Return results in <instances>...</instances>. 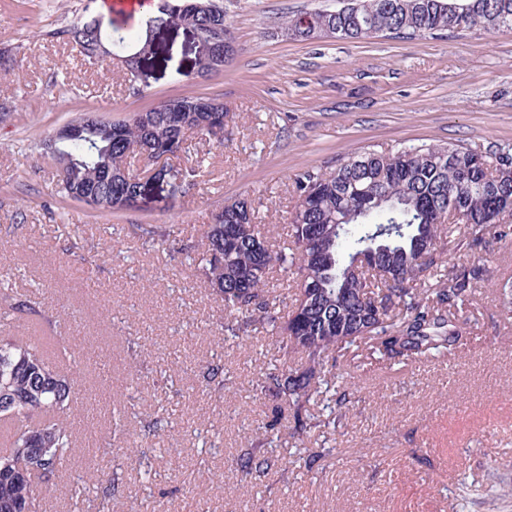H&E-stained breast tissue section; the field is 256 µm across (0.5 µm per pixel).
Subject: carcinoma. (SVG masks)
<instances>
[{"instance_id":"cac0c4a2","label":"carcinoma","mask_w":512,"mask_h":512,"mask_svg":"<svg viewBox=\"0 0 512 512\" xmlns=\"http://www.w3.org/2000/svg\"><path fill=\"white\" fill-rule=\"evenodd\" d=\"M288 21L295 39L311 41L324 29L336 37L441 36L481 27L491 33L512 27V0H345L329 13L315 11ZM156 22L180 25L202 40L222 37V53L204 55L197 73L224 68L231 36L217 0H182L162 7ZM80 55L97 60L95 49L112 44L126 54L121 66L135 77L156 57L153 40L136 32L114 36L101 17L57 32ZM184 111L163 101L132 117L112 122L82 114L57 143L53 161L60 197L95 210L155 208L167 200L123 173L127 160L146 149L181 152L186 135L200 127L224 142L230 112L216 98ZM289 244L271 243L248 201L224 206L203 232L197 268L224 300V333L271 329L285 353L298 354L302 370L271 372L262 388L283 401L302 436L336 426V410L309 413L322 387L336 378L337 363L351 349L364 348L386 365L423 357L459 355L471 344L462 313L478 288H493L500 308L512 316V282L493 279L480 265H448L463 248L482 250L491 239L512 235V153L479 154L459 145L421 144L391 152L364 150L328 171L307 170L295 179ZM295 271L291 309L277 311L273 273ZM78 377L61 371L44 349L0 336V421L9 447L0 450V512H35L41 487L49 486L81 452L70 425L46 415L67 408ZM270 457L251 453L247 471H263Z\"/></svg>"}]
</instances>
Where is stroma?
<instances>
[{
  "mask_svg": "<svg viewBox=\"0 0 512 512\" xmlns=\"http://www.w3.org/2000/svg\"><path fill=\"white\" fill-rule=\"evenodd\" d=\"M236 53L198 77L197 44L151 13L112 0H0V289L22 311L0 336L68 343L82 383L66 411L78 447H93L40 495L39 512H98L114 477L112 512L130 500L162 512H512V318L478 289L475 336L458 357L359 370L342 363L349 400L335 431L292 437L290 420L264 430L276 400L267 373L300 369L275 335L221 338L224 304L192 258L226 202L251 203L271 239L290 234L294 180L365 149L460 144L512 151V29L442 37H322L300 42L286 19L337 0H220ZM106 16L118 31L152 35L163 53L128 81L120 64L89 62L62 29ZM223 100V145L189 136L172 165L196 186L165 209L107 213L57 195L43 144L69 119L117 121L177 97ZM140 224L170 229L166 240ZM484 261L512 280V239L452 263ZM223 369L224 388L208 379ZM141 445L140 460L122 454ZM266 444L273 464L238 461ZM235 487L234 495L224 493Z\"/></svg>",
  "mask_w": 512,
  "mask_h": 512,
  "instance_id": "35a3bbf8",
  "label": "stroma"
}]
</instances>
